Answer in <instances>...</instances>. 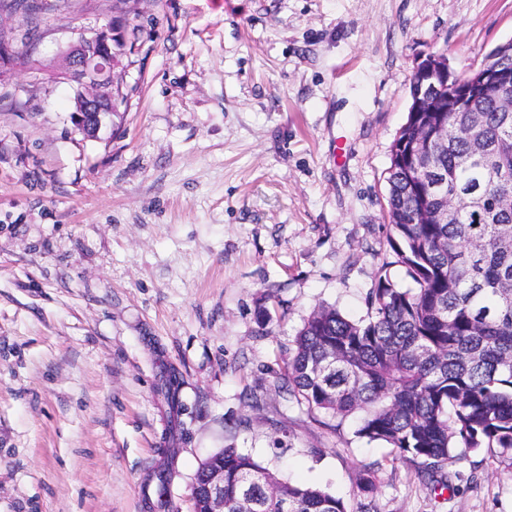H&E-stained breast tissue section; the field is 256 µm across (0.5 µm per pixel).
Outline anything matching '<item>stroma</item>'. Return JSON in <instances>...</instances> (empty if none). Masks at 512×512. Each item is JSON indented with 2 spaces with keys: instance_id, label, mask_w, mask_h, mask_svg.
<instances>
[{
  "instance_id": "1",
  "label": "stroma",
  "mask_w": 512,
  "mask_h": 512,
  "mask_svg": "<svg viewBox=\"0 0 512 512\" xmlns=\"http://www.w3.org/2000/svg\"><path fill=\"white\" fill-rule=\"evenodd\" d=\"M46 2L10 21L47 63L112 17V0ZM132 9L118 133L74 131L68 82L21 68L0 85V512H192L225 448L351 510L512 512L490 454L437 495L356 436L358 415L282 387L313 309L366 316L386 262L411 287L385 211L414 71L433 52L478 66L512 39V0Z\"/></svg>"
}]
</instances>
